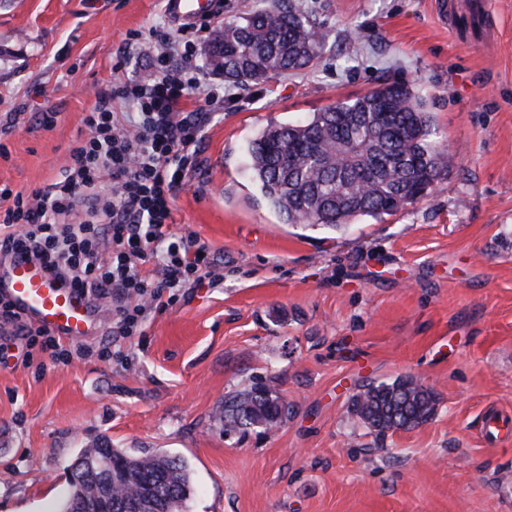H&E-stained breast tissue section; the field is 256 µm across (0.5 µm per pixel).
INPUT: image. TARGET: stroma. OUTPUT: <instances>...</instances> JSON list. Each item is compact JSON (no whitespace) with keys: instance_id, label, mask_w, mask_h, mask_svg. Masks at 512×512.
Segmentation results:
<instances>
[{"instance_id":"35a3bbf8","label":"stroma","mask_w":512,"mask_h":512,"mask_svg":"<svg viewBox=\"0 0 512 512\" xmlns=\"http://www.w3.org/2000/svg\"><path fill=\"white\" fill-rule=\"evenodd\" d=\"M328 34L304 70L244 82L208 114L174 231L221 279L150 312L101 361L112 311L68 365L0 331V512H57L79 451L160 449L189 465L185 512H512V0H293ZM162 0H0V185L59 176L97 89L153 76ZM143 48L124 57L130 33ZM393 81L412 85L448 173L390 215L332 230L266 203L248 146L271 125ZM55 112L44 128V112ZM413 378L427 423L383 436L349 408L363 386ZM263 383L278 427L226 430L224 401Z\"/></svg>"}]
</instances>
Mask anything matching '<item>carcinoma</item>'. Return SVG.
Wrapping results in <instances>:
<instances>
[{
    "label": "carcinoma",
    "instance_id": "obj_1",
    "mask_svg": "<svg viewBox=\"0 0 512 512\" xmlns=\"http://www.w3.org/2000/svg\"><path fill=\"white\" fill-rule=\"evenodd\" d=\"M328 34L292 0L224 25L217 34L224 81L264 80L312 64ZM430 113L412 86L387 83L363 96L315 113L306 123L272 125L250 144V168L262 195L288 224L338 229L351 219L392 214L400 194L432 190L448 171V154L435 140ZM437 396L412 378L369 385L352 399V411L378 436L432 418ZM288 402L264 384L224 401V426L270 430L288 415ZM94 459V472L71 487V501L93 502L110 475L112 512H185L192 474L166 452L131 451L101 437L83 448L76 466Z\"/></svg>",
    "mask_w": 512,
    "mask_h": 512
}]
</instances>
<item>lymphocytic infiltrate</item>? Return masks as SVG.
<instances>
[{
  "instance_id": "lymphocytic-infiltrate-1",
  "label": "lymphocytic infiltrate",
  "mask_w": 512,
  "mask_h": 512,
  "mask_svg": "<svg viewBox=\"0 0 512 512\" xmlns=\"http://www.w3.org/2000/svg\"><path fill=\"white\" fill-rule=\"evenodd\" d=\"M210 22L154 31V77L117 81L98 95L83 124L89 135L70 147L59 178L30 193L0 187V259L22 252L91 300H113L111 343L98 356L124 365L123 338L145 315L173 304L180 289L211 279L206 246L171 231V201L200 140L202 108L224 105V88L193 61V44ZM195 110H185L188 98ZM134 104L116 112L113 101ZM86 204L87 217L69 216ZM0 323L30 346L68 364L70 348L50 331L22 321L0 295Z\"/></svg>"
}]
</instances>
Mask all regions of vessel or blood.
Segmentation results:
<instances>
[{
    "label": "vessel or blood",
    "instance_id": "obj_1",
    "mask_svg": "<svg viewBox=\"0 0 512 512\" xmlns=\"http://www.w3.org/2000/svg\"><path fill=\"white\" fill-rule=\"evenodd\" d=\"M168 17L192 24L219 12L222 0H163ZM0 293L27 322L65 339L91 335L95 328L91 302L70 283L50 275L38 262L16 256L0 264Z\"/></svg>",
    "mask_w": 512,
    "mask_h": 512
}]
</instances>
